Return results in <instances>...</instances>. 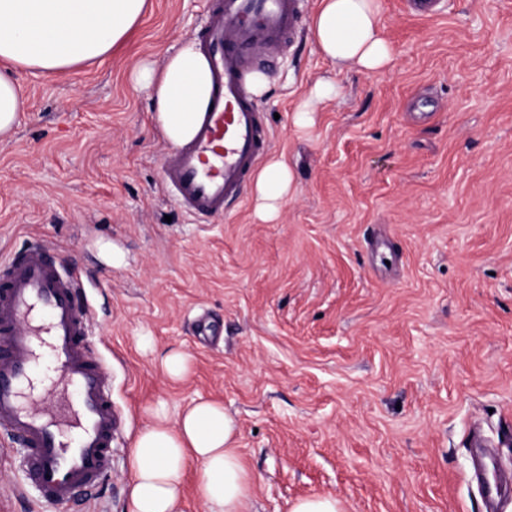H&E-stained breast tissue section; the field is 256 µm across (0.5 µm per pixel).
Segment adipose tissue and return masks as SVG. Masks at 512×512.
<instances>
[{
  "label": "adipose tissue",
  "instance_id": "1",
  "mask_svg": "<svg viewBox=\"0 0 512 512\" xmlns=\"http://www.w3.org/2000/svg\"><path fill=\"white\" fill-rule=\"evenodd\" d=\"M146 7L147 0H0V137L25 109L19 71L53 74L103 61L138 27ZM312 33L337 70L378 74L392 65L380 0H319ZM135 78L152 91L165 139L174 146L188 140L212 89L197 43L182 41L161 67L139 65ZM292 182L278 159L258 173L254 193L264 215L276 212ZM191 459L202 466L199 494L208 512H249L252 478L241 460L236 421L223 405L204 399L176 414L162 403L153 408L130 451L129 512H181V478Z\"/></svg>",
  "mask_w": 512,
  "mask_h": 512
}]
</instances>
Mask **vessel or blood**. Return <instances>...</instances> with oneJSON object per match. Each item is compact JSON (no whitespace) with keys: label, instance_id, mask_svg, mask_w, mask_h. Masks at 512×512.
I'll return each mask as SVG.
<instances>
[{"label":"vessel or blood","instance_id":"1","mask_svg":"<svg viewBox=\"0 0 512 512\" xmlns=\"http://www.w3.org/2000/svg\"><path fill=\"white\" fill-rule=\"evenodd\" d=\"M303 0H213L205 55L214 79L212 106L191 140L161 160L163 185L184 211L223 214L271 147L244 73L259 53L296 34ZM92 307L74 272L35 245L0 262V435L20 439L26 468L45 504L66 506L75 491L93 493L112 469L120 417L112 404V368L88 340ZM55 356L62 386L42 407L23 399L40 347Z\"/></svg>","mask_w":512,"mask_h":512}]
</instances>
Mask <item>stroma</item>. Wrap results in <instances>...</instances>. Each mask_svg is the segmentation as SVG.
Returning <instances> with one entry per match:
<instances>
[{
  "label": "stroma",
  "instance_id": "1",
  "mask_svg": "<svg viewBox=\"0 0 512 512\" xmlns=\"http://www.w3.org/2000/svg\"><path fill=\"white\" fill-rule=\"evenodd\" d=\"M317 3L301 37L252 66L271 80L257 100L269 155L293 174L267 222L249 185L208 219L169 198L170 145L131 81L138 62L201 38L209 0H151L102 62L20 73L28 108L0 140V258L40 242L82 275L124 426L111 478L60 509L0 438V512H128L150 408L201 398L237 419L250 512L322 493L341 512H488L466 439L512 469V0H445L426 17L381 0L385 74L319 53ZM326 79L340 95L299 128L297 103ZM104 242L121 265L101 259ZM174 349L191 358L180 381L160 368Z\"/></svg>",
  "mask_w": 512,
  "mask_h": 512
}]
</instances>
